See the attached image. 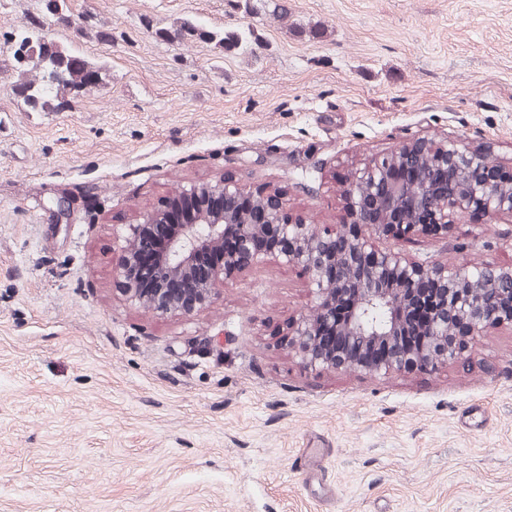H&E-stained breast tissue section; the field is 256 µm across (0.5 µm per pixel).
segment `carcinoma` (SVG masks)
<instances>
[{
    "mask_svg": "<svg viewBox=\"0 0 512 512\" xmlns=\"http://www.w3.org/2000/svg\"><path fill=\"white\" fill-rule=\"evenodd\" d=\"M21 48L24 57L39 69V76L21 80L16 89L26 99L43 107L71 90L93 84L98 79L94 66L42 37L35 40L23 38Z\"/></svg>",
    "mask_w": 512,
    "mask_h": 512,
    "instance_id": "carcinoma-1",
    "label": "carcinoma"
}]
</instances>
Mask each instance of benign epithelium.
I'll use <instances>...</instances> for the list:
<instances>
[{
  "mask_svg": "<svg viewBox=\"0 0 512 512\" xmlns=\"http://www.w3.org/2000/svg\"><path fill=\"white\" fill-rule=\"evenodd\" d=\"M180 194L189 216L146 210L114 235L112 280L133 306L189 317L219 284L276 258L311 290L287 324L298 363L378 379L459 362L474 337L512 325V308L500 303L512 292V265L425 264L403 249L448 235L460 212L512 217V166L486 150L421 137L372 159L344 180L332 229L289 212L285 194L268 186L223 179Z\"/></svg>",
  "mask_w": 512,
  "mask_h": 512,
  "instance_id": "1",
  "label": "benign epithelium"
}]
</instances>
